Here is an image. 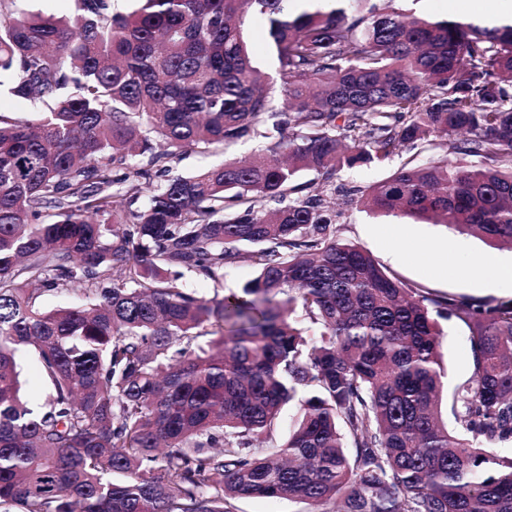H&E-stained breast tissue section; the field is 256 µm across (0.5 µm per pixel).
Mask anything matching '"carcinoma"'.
<instances>
[{
	"mask_svg": "<svg viewBox=\"0 0 512 512\" xmlns=\"http://www.w3.org/2000/svg\"><path fill=\"white\" fill-rule=\"evenodd\" d=\"M16 2L0 0V88L44 109L0 113V512H512V457L492 452L512 445V300L428 297L339 239V213L297 183L445 137L451 157L342 196L512 248V24L394 0L295 16L286 0H77L69 20ZM248 14L268 29L276 104ZM154 136L169 150L134 165ZM246 137L265 143L249 162L160 165ZM241 258L257 275L240 293L186 288ZM69 288L85 302L37 303ZM442 320L470 330L452 433ZM21 352L49 385L37 407ZM463 0H400L393 6L422 19H469L461 11L467 6ZM244 34L254 66L262 75L266 76L270 95L278 101L281 96V83L277 75V62L267 45L266 34L261 22L247 18L244 24ZM235 512H308L311 506L288 498H247L234 502Z\"/></svg>",
	"mask_w": 512,
	"mask_h": 512,
	"instance_id": "obj_1",
	"label": "carcinoma"
}]
</instances>
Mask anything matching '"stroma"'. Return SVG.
I'll use <instances>...</instances> for the list:
<instances>
[{
	"instance_id": "35a3bbf8",
	"label": "stroma",
	"mask_w": 512,
	"mask_h": 512,
	"mask_svg": "<svg viewBox=\"0 0 512 512\" xmlns=\"http://www.w3.org/2000/svg\"><path fill=\"white\" fill-rule=\"evenodd\" d=\"M244 34L255 67L266 77L272 98H279L277 62L267 45L261 22L246 19ZM255 148V142L241 141L225 152L215 148L185 150L170 156L167 164L172 173L190 175L220 164L228 155L248 158ZM338 235L368 251L399 280L422 288L430 296H467L493 302L512 300V282L493 280L495 265H512V249L490 247L479 235L356 206L344 209ZM442 327L445 331L441 348L443 366L447 386L452 389L472 372L469 330L453 320L443 322Z\"/></svg>"
}]
</instances>
